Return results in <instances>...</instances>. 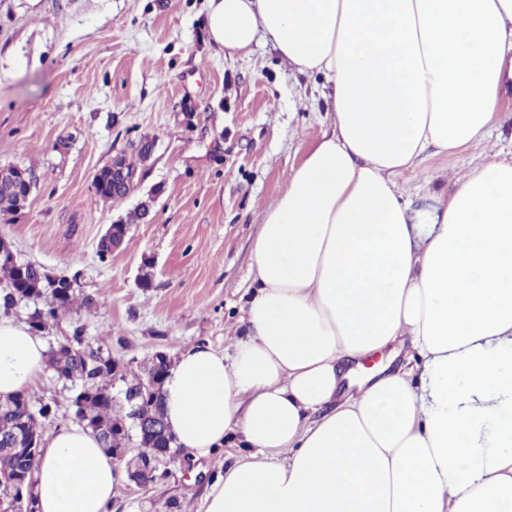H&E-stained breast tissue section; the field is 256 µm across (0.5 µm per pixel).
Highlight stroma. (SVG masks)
I'll return each instance as SVG.
<instances>
[{
    "instance_id": "stroma-1",
    "label": "stroma",
    "mask_w": 512,
    "mask_h": 512,
    "mask_svg": "<svg viewBox=\"0 0 512 512\" xmlns=\"http://www.w3.org/2000/svg\"><path fill=\"white\" fill-rule=\"evenodd\" d=\"M206 0H0V166L34 167L40 181L0 238L49 274L79 275L90 308L62 322L88 341L112 335V354L139 371L159 351L205 343L230 351L244 333L260 216L331 115L321 78L299 73L272 45L226 56L208 42ZM154 140L138 189L98 200L94 174L113 156ZM481 150H428L398 182L425 211L448 198ZM155 195L147 221L100 261L109 224ZM150 273L151 285L139 284ZM186 453L161 476L121 478L112 512H194L221 462Z\"/></svg>"
}]
</instances>
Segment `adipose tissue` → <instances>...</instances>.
<instances>
[{
  "mask_svg": "<svg viewBox=\"0 0 512 512\" xmlns=\"http://www.w3.org/2000/svg\"><path fill=\"white\" fill-rule=\"evenodd\" d=\"M212 44L271 43L326 79L331 134L265 209L246 332L179 352L177 446L238 439L202 512H512V157L482 156L425 218L395 178L485 144L512 87V0H208ZM406 366L353 382L370 354ZM46 342L0 318V396ZM117 461L79 423L45 436L38 512H111Z\"/></svg>",
  "mask_w": 512,
  "mask_h": 512,
  "instance_id": "1",
  "label": "adipose tissue"
}]
</instances>
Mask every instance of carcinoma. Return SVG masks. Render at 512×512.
Returning <instances> with one entry per match:
<instances>
[{
    "label": "carcinoma",
    "mask_w": 512,
    "mask_h": 512,
    "mask_svg": "<svg viewBox=\"0 0 512 512\" xmlns=\"http://www.w3.org/2000/svg\"><path fill=\"white\" fill-rule=\"evenodd\" d=\"M137 182L112 184L108 177H95L92 187L95 196L103 202L116 203L127 198L136 189ZM24 192L21 183L0 184V221L10 222L25 205L19 195ZM149 208L140 206L129 213L126 222L109 225L98 243V255L104 261L112 256V234L123 232L124 226L147 218ZM13 246L0 240V277L5 286L0 289V309L7 312L21 301H43L29 317V325L45 335L48 348L47 368L52 376L71 393L72 419L90 430L101 447L112 449L131 444L142 449L145 457L153 456L160 448H174L175 439L168 430L145 435L134 426V420L148 417L166 421L161 394L142 392L159 371L169 369L170 358L153 356L141 372L128 375L123 359L112 356L111 347L96 346L85 341L82 329L76 327L72 335L59 340L52 330L60 319L90 303L89 296L77 276L51 275L33 263L13 259ZM125 384L123 403L116 405L112 396L115 381ZM58 417L55 400H42L33 406L26 393H18L0 400V509H13L21 503L22 481L32 482L26 475L34 472L40 459H27L24 449L31 445L41 447L44 427Z\"/></svg>",
    "instance_id": "1"
}]
</instances>
